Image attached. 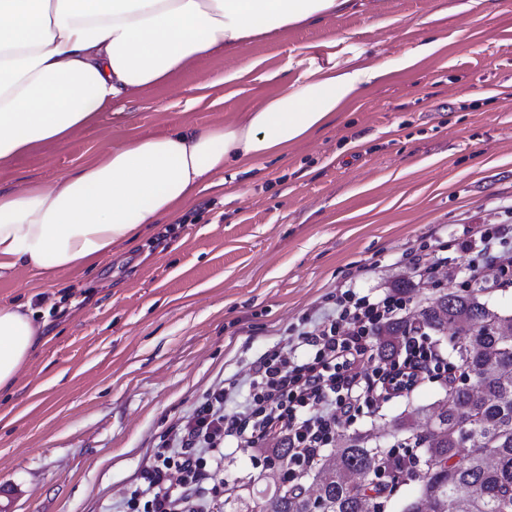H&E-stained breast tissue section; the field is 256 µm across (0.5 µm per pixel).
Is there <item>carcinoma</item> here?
<instances>
[{
	"label": "carcinoma",
	"mask_w": 512,
	"mask_h": 512,
	"mask_svg": "<svg viewBox=\"0 0 512 512\" xmlns=\"http://www.w3.org/2000/svg\"><path fill=\"white\" fill-rule=\"evenodd\" d=\"M418 319L432 335L448 338L456 367L471 382L448 386L422 431L418 408L391 421L394 435L416 442L410 468H396L393 454L363 433L342 434L307 474L309 484L293 491L276 486L259 512H383L395 487L408 482L417 495L407 512H512V314L474 292H450L428 302ZM406 329L395 321L379 330L380 359L394 358ZM379 469L391 477L385 491L370 482Z\"/></svg>",
	"instance_id": "cac0c4a2"
}]
</instances>
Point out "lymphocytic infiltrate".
<instances>
[{
	"mask_svg": "<svg viewBox=\"0 0 512 512\" xmlns=\"http://www.w3.org/2000/svg\"><path fill=\"white\" fill-rule=\"evenodd\" d=\"M511 240L512 224L464 229L458 247L470 257L472 282H485L493 269L503 275L512 269ZM406 307L398 293L360 297L349 289L317 307L302 329L252 362L249 400L229 407L240 384L229 378L173 424L142 474L143 486L127 496V512H218L224 493L211 485V467L229 444L258 454L288 444L285 484L295 487L363 410L412 392L434 375L452 384L455 370L413 318L396 356L400 372L378 360V330L403 319Z\"/></svg>",
	"mask_w": 512,
	"mask_h": 512,
	"instance_id": "f902f5d3",
	"label": "lymphocytic infiltrate"
}]
</instances>
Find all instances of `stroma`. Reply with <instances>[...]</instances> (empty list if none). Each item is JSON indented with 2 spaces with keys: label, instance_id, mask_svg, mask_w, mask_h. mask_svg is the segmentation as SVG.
I'll list each match as a JSON object with an SVG mask.
<instances>
[{
  "label": "stroma",
  "instance_id": "35a3bbf8",
  "mask_svg": "<svg viewBox=\"0 0 512 512\" xmlns=\"http://www.w3.org/2000/svg\"><path fill=\"white\" fill-rule=\"evenodd\" d=\"M355 2L211 57L124 99L122 117L0 164L1 189L48 182L136 135L238 119L327 58L388 67L312 138L225 169L134 244L53 281L26 270L0 279V303L72 299L47 319L16 389L0 393V483L19 492L15 512H123L177 419L244 376L325 294L405 283L416 314L466 289L462 225L512 223V0ZM432 40L438 49L404 65ZM185 215L191 224L158 241ZM429 246L450 258L436 284L418 282L402 259ZM442 393L440 380H425L351 428L392 447L390 420ZM269 472L228 447L213 479L260 503Z\"/></svg>",
  "mask_w": 512,
  "mask_h": 512
}]
</instances>
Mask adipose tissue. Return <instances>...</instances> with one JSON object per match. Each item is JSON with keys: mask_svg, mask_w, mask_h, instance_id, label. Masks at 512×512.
Returning <instances> with one entry per match:
<instances>
[{"mask_svg": "<svg viewBox=\"0 0 512 512\" xmlns=\"http://www.w3.org/2000/svg\"><path fill=\"white\" fill-rule=\"evenodd\" d=\"M351 0H0V164L64 142L113 105L255 38L340 11ZM383 63L329 61L238 121L137 136L51 182L0 189V279L52 278L137 239L210 176L287 153ZM42 325L30 303H0V392L12 389Z\"/></svg>", "mask_w": 512, "mask_h": 512, "instance_id": "obj_1", "label": "adipose tissue"}]
</instances>
